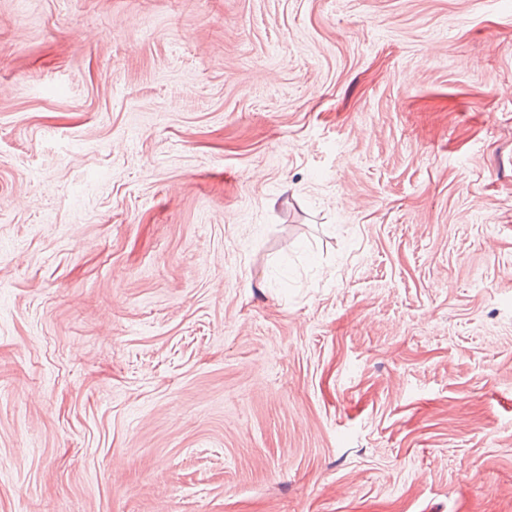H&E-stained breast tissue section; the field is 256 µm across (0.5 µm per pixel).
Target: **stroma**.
<instances>
[{
    "label": "stroma",
    "mask_w": 512,
    "mask_h": 512,
    "mask_svg": "<svg viewBox=\"0 0 512 512\" xmlns=\"http://www.w3.org/2000/svg\"><path fill=\"white\" fill-rule=\"evenodd\" d=\"M0 512H512V0H0Z\"/></svg>",
    "instance_id": "1"
}]
</instances>
